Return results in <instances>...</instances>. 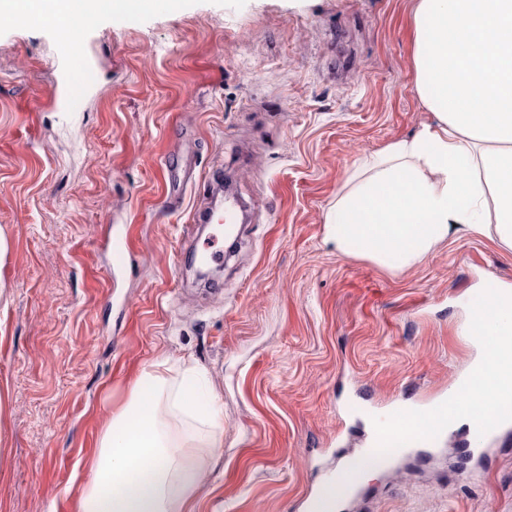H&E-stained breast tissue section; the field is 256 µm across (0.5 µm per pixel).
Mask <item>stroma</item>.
Returning a JSON list of instances; mask_svg holds the SVG:
<instances>
[{
	"instance_id": "1",
	"label": "stroma",
	"mask_w": 512,
	"mask_h": 512,
	"mask_svg": "<svg viewBox=\"0 0 512 512\" xmlns=\"http://www.w3.org/2000/svg\"><path fill=\"white\" fill-rule=\"evenodd\" d=\"M416 0H169L82 27L0 22V512H73L97 437L147 363L202 368L224 446L200 512H303L357 447L354 415L448 394L478 355L466 297L512 288V250L458 233L399 272L337 250L327 216L367 155L432 121L414 84ZM80 93L65 112L61 82ZM194 170L163 204L164 163ZM220 170L235 244L193 224ZM131 227L133 266L98 242ZM216 243L222 292L176 256ZM465 427L371 477L341 512H512V428Z\"/></svg>"
}]
</instances>
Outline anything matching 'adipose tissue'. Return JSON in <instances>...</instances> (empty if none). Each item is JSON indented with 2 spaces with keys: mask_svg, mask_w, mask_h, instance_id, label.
I'll return each instance as SVG.
<instances>
[{
  "mask_svg": "<svg viewBox=\"0 0 512 512\" xmlns=\"http://www.w3.org/2000/svg\"><path fill=\"white\" fill-rule=\"evenodd\" d=\"M146 0H0V18L69 33ZM415 86L432 122L365 157L336 198L327 236L390 271L423 261L453 231L494 234L512 249V0H418ZM493 332L431 416L410 413L404 437L493 414L512 403V289L478 296L464 327ZM167 362L144 367L104 426L77 512H196L200 454L224 445L222 405L196 368L178 385Z\"/></svg>",
  "mask_w": 512,
  "mask_h": 512,
  "instance_id": "obj_1",
  "label": "adipose tissue"
}]
</instances>
